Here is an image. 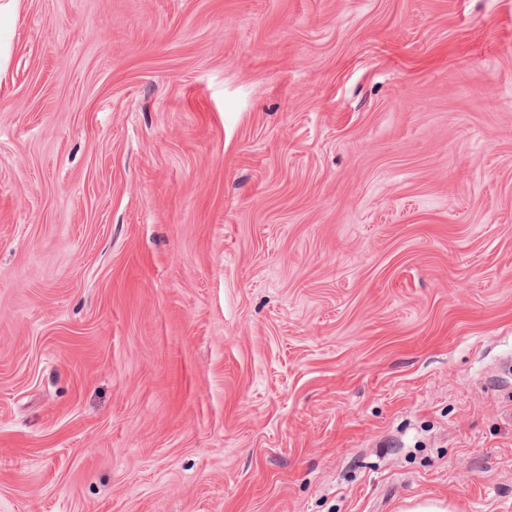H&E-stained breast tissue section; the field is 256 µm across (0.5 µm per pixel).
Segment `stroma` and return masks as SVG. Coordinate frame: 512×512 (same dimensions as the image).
Listing matches in <instances>:
<instances>
[{
	"mask_svg": "<svg viewBox=\"0 0 512 512\" xmlns=\"http://www.w3.org/2000/svg\"><path fill=\"white\" fill-rule=\"evenodd\" d=\"M0 512H512V0H20ZM400 512H452V506L440 498L414 499L406 501Z\"/></svg>",
	"mask_w": 512,
	"mask_h": 512,
	"instance_id": "obj_1",
	"label": "stroma"
}]
</instances>
